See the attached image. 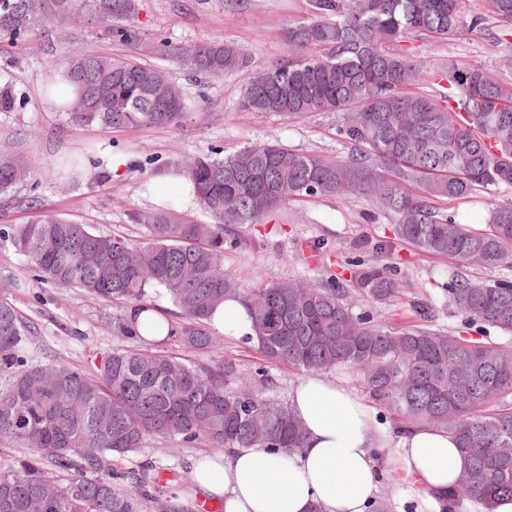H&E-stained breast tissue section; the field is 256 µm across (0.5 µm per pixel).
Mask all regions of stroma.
I'll use <instances>...</instances> for the list:
<instances>
[{
	"label": "stroma",
	"mask_w": 512,
	"mask_h": 512,
	"mask_svg": "<svg viewBox=\"0 0 512 512\" xmlns=\"http://www.w3.org/2000/svg\"><path fill=\"white\" fill-rule=\"evenodd\" d=\"M309 16V0H142L138 25L143 36L132 46L113 42L101 29L79 18L45 23L22 43L1 41L0 75L13 77L17 103L13 111L0 112V156L19 158L26 180L14 189L12 197L0 199V228L28 223L49 209L67 220L89 225L97 233L141 241L146 231L131 221V213L158 208L179 194L173 182L153 177L152 167L168 165L179 157L190 159L214 147L230 155L269 140L305 151L338 154L336 114L289 119L237 111L242 74L230 72L216 80L196 77L175 61L160 59L154 50L161 39L175 46L229 42L238 45L248 55L252 69L258 70L287 57L285 28ZM399 47L426 71L437 65L468 62L512 83V37L495 44L483 33L465 31L444 42L412 37ZM71 50L133 55L161 64L184 94L204 93L207 104L178 128L74 127L67 113L47 99V88L56 79L49 63ZM86 142L98 146L97 158L104 164L120 155L127 168L109 182L98 178L97 168L90 164L83 174L61 175L60 159ZM368 207L361 197H316L289 204L266 223L236 227L239 243L225 248L224 269L242 288L254 287L261 273L281 281H314L340 274L349 253L356 250L372 256L375 242L390 234L386 219L373 224L364 220ZM321 242L327 244V252H317ZM385 261L400 272V300L394 306L374 309L358 296L356 309H373L383 324L400 327L415 323L409 303L421 299L433 307L436 327L458 330L460 321L445 290L451 269L448 260L399 244ZM13 278L28 280V288H8ZM0 294L35 326L29 348L31 363L54 357L78 368H90L102 353L124 346L106 327L118 304L35 280L30 264L4 238L0 239ZM225 358L246 374L266 366L275 380L274 393L283 400L301 377L288 366L262 364L248 344L225 336L219 337L216 349L198 355L197 360L207 364ZM209 452L203 444L189 448L175 440L151 439L124 465L135 469L140 462L153 460L180 469Z\"/></svg>",
	"instance_id": "35a3bbf8"
}]
</instances>
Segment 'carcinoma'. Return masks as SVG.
Here are the masks:
<instances>
[{"mask_svg":"<svg viewBox=\"0 0 512 512\" xmlns=\"http://www.w3.org/2000/svg\"><path fill=\"white\" fill-rule=\"evenodd\" d=\"M481 2L483 11L467 16L463 0H310L311 17L285 30L288 58L259 71L232 44L158 42L161 55L192 73H244V112L339 114L342 155L264 142L177 162L210 221L197 222L179 201L136 211L142 242L95 233L52 211L0 230L42 280L122 303L108 328L129 343L102 354L92 370L58 359L31 364L33 323L0 298V447L29 449L0 461V512H144L149 503L181 512L171 488L193 484L191 471L164 480L152 460L137 470L120 466L151 437L224 449L303 447V425L272 395L266 368L244 380L230 360L202 367L164 350L215 348L210 318L226 299L247 308L252 347L266 362L302 372L351 369L368 402L396 414L400 429L425 422L453 433L468 467L444 512L465 501L491 512L496 499L512 498L511 344L435 329L433 309L418 301L409 307L419 324L407 328L355 312L352 296L387 306L400 288L396 267L360 256L346 262L349 288L334 276L315 284L262 277L245 290L224 272L234 227L262 224L306 198L360 196L370 203L365 221L381 215L395 240L454 264L446 291L463 326L480 323L512 338V281L462 272L475 263L512 266V198L494 205L482 233L468 230L456 211L457 200L480 188L512 187V85L464 62L425 75L392 49L411 36L448 40L485 30L491 18L512 25V0ZM140 7L141 0H0V39L17 43L47 20L83 14L112 41L133 44ZM50 69L69 80L73 98L62 97L61 109L78 127H178L188 115L187 99L166 101V70L136 57L72 52ZM15 104L7 80L0 112ZM22 169L19 159L0 157L1 196L15 189ZM161 298L174 307L165 322L139 324Z\"/></svg>","mask_w":512,"mask_h":512,"instance_id":"carcinoma-1","label":"carcinoma"}]
</instances>
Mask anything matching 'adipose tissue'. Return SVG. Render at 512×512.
Instances as JSON below:
<instances>
[{
    "mask_svg": "<svg viewBox=\"0 0 512 512\" xmlns=\"http://www.w3.org/2000/svg\"><path fill=\"white\" fill-rule=\"evenodd\" d=\"M211 324L238 341L254 335L237 300L217 308ZM289 404L305 429L298 452L237 448L194 460V485L224 512H369L384 475L404 485L406 499L423 497L429 512H442L467 464L450 432L422 424L391 435L364 400L325 374L302 377ZM387 446L394 449L391 470L380 453Z\"/></svg>",
    "mask_w": 512,
    "mask_h": 512,
    "instance_id": "obj_1",
    "label": "adipose tissue"
}]
</instances>
